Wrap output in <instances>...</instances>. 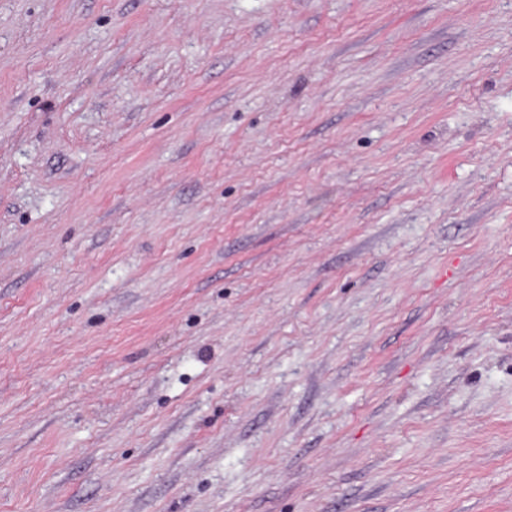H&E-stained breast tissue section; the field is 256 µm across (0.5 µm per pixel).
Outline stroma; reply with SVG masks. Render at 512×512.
Masks as SVG:
<instances>
[{"instance_id":"35a3bbf8","label":"stroma","mask_w":512,"mask_h":512,"mask_svg":"<svg viewBox=\"0 0 512 512\" xmlns=\"http://www.w3.org/2000/svg\"><path fill=\"white\" fill-rule=\"evenodd\" d=\"M0 512H512V0H0Z\"/></svg>"}]
</instances>
